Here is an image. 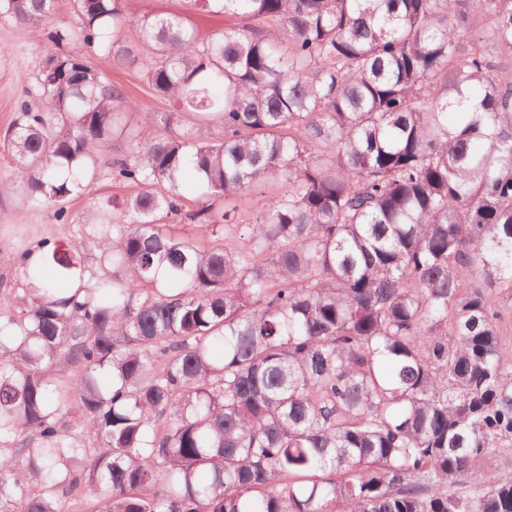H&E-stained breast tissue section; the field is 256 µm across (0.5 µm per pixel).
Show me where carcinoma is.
<instances>
[{
    "instance_id": "1",
    "label": "carcinoma",
    "mask_w": 512,
    "mask_h": 512,
    "mask_svg": "<svg viewBox=\"0 0 512 512\" xmlns=\"http://www.w3.org/2000/svg\"><path fill=\"white\" fill-rule=\"evenodd\" d=\"M129 2L0 0V196L67 230L0 282V512H512V0ZM131 12H141L146 9L154 10L156 13H168L183 11L195 25L205 34L216 28H224V15H209L196 10H186L181 0H133ZM0 177L11 170V157L3 148L1 137L16 117V101L22 97L24 76L36 73L39 63L50 48L38 42L28 29L15 23H0ZM83 53L91 66L106 72L113 82L121 85L130 97L137 100L141 110L145 112H169L172 109L168 102L154 96L137 68L118 67L89 48H84ZM128 190V188L114 185L110 176L107 175V172H102L92 186L91 195L74 199L69 202L67 207L69 212L72 214V217L75 218L78 217V215L86 208L90 197H103L110 195L122 196L127 193Z\"/></svg>"
}]
</instances>
